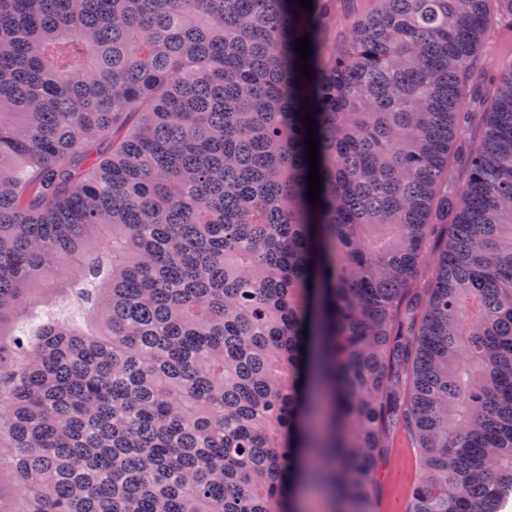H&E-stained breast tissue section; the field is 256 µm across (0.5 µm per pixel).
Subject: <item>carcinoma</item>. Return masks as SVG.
Here are the masks:
<instances>
[{"mask_svg":"<svg viewBox=\"0 0 512 512\" xmlns=\"http://www.w3.org/2000/svg\"><path fill=\"white\" fill-rule=\"evenodd\" d=\"M375 2L0 0V512L512 505V0ZM420 476L419 449L399 434L389 448H384L378 462L375 512H404Z\"/></svg>","mask_w":512,"mask_h":512,"instance_id":"1","label":"carcinoma"}]
</instances>
